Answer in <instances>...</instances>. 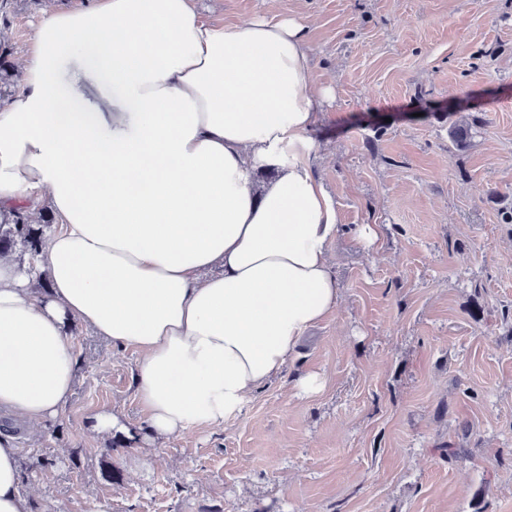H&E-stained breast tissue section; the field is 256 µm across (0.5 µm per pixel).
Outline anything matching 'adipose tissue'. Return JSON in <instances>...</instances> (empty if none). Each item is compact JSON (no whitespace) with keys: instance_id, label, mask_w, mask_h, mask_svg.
I'll use <instances>...</instances> for the list:
<instances>
[{"instance_id":"adipose-tissue-1","label":"adipose tissue","mask_w":512,"mask_h":512,"mask_svg":"<svg viewBox=\"0 0 512 512\" xmlns=\"http://www.w3.org/2000/svg\"><path fill=\"white\" fill-rule=\"evenodd\" d=\"M306 29L216 21L196 0L43 12L21 89L0 101V224L46 211L57 229L37 258L0 256V416L36 432L65 408L80 324L136 353L146 446L218 428L338 305L339 210L312 168L327 91ZM72 65L111 114L85 110ZM30 508L0 430V512Z\"/></svg>"}]
</instances>
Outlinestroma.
<instances>
[{"label": "stroma", "instance_id": "obj_1", "mask_svg": "<svg viewBox=\"0 0 512 512\" xmlns=\"http://www.w3.org/2000/svg\"><path fill=\"white\" fill-rule=\"evenodd\" d=\"M272 5L305 18L331 91L313 173L338 203L342 300L242 415L144 465L87 430L108 406L146 434L136 354L72 327L68 405L16 426L31 512H512V0H200L227 22ZM44 8L9 12L15 50ZM451 112L472 124L461 150ZM309 372L319 393L295 385Z\"/></svg>", "mask_w": 512, "mask_h": 512}]
</instances>
